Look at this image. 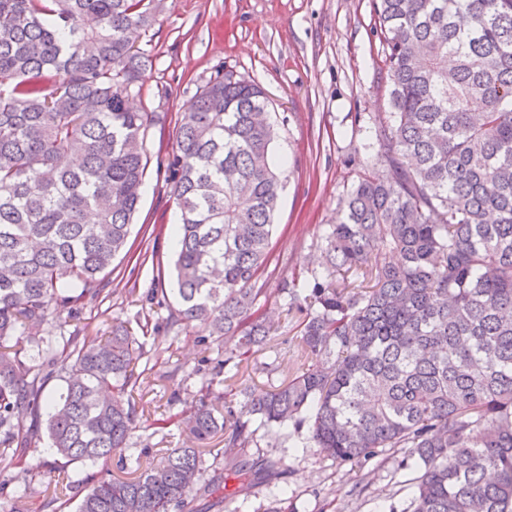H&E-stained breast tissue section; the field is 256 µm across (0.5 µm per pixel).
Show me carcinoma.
I'll list each match as a JSON object with an SVG mask.
<instances>
[{
	"label": "carcinoma",
	"mask_w": 512,
	"mask_h": 512,
	"mask_svg": "<svg viewBox=\"0 0 512 512\" xmlns=\"http://www.w3.org/2000/svg\"><path fill=\"white\" fill-rule=\"evenodd\" d=\"M390 112L376 142L387 176L364 175L323 236L321 270L283 282L311 364L255 397L216 386L272 324L271 258L281 170L265 89L219 67L178 116L169 161L177 306L167 328L230 343L193 412L157 421L198 442L224 435V467L168 448L139 474H91L76 512H184L283 478L249 462L259 428L307 427L327 458L405 448L403 512H512V0H374ZM164 0H0V469L23 468L47 434L68 462L126 448L145 344L125 323L92 339L49 316L102 294L142 197L147 131L140 48ZM465 16L463 28L457 18ZM63 382L46 394L50 379ZM224 401V417L215 404ZM28 417L24 430L16 421ZM237 487L227 489V480Z\"/></svg>",
	"instance_id": "carcinoma-1"
}]
</instances>
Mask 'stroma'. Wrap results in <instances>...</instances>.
<instances>
[{
  "label": "stroma",
  "mask_w": 512,
  "mask_h": 512,
  "mask_svg": "<svg viewBox=\"0 0 512 512\" xmlns=\"http://www.w3.org/2000/svg\"><path fill=\"white\" fill-rule=\"evenodd\" d=\"M150 63L137 106L157 113L148 132V167L132 233L130 252L120 254L106 274L109 297L86 302L70 326L85 335L107 334L117 321L150 317L146 346L153 367L137 385L136 427L122 453L96 464L66 463L40 441L26 453V477L7 488L13 512H50L47 503L59 483H67L75 512L86 474L109 471L130 478L136 460L161 448L188 446L178 426L156 422L189 409L200 386L199 361L216 365L223 346L201 343L194 328L166 330L150 295L170 287L173 277L172 230L177 208L171 194L168 157L176 145V119L217 68L254 79L271 101L279 137L274 151L285 157L288 179L275 216L272 257L262 272L273 322L272 338L240 372L261 394L288 380L305 359L287 316L283 281L303 282L316 270L321 239L339 221L342 199L364 173L382 175L370 127L388 110L383 40L375 27L372 0H166L150 30ZM157 235L145 236L143 225ZM250 458L279 460L294 512H389L407 503L414 473L397 466L395 448L369 462L339 464L309 446L306 429L285 426L276 433L259 430Z\"/></svg>",
  "instance_id": "obj_1"
}]
</instances>
